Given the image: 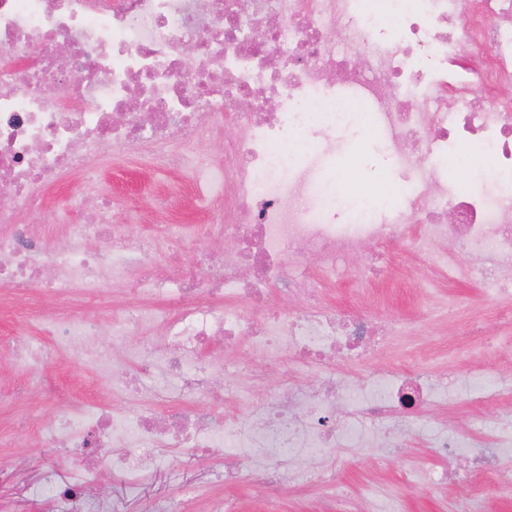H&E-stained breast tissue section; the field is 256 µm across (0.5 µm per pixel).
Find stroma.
Segmentation results:
<instances>
[{"mask_svg": "<svg viewBox=\"0 0 512 512\" xmlns=\"http://www.w3.org/2000/svg\"><path fill=\"white\" fill-rule=\"evenodd\" d=\"M234 136L231 125H220L196 147L193 164L180 170L159 167L147 147L133 155L92 159L99 189L112 198L110 223L122 225L136 246L152 236L157 224H180L189 234L194 225L216 222L220 203L212 190H197L196 183L203 169L223 158L224 147ZM345 141L355 146L370 181L379 186L392 184L387 158L372 139L352 132ZM81 192L76 181L62 180L49 191L48 201L40 210L22 216V223L35 225L46 243H54L66 225L83 222L80 208L65 212L58 206L59 201L77 199ZM373 251L372 244H363L347 262L338 264L335 275L329 278L324 277L317 260H310V274L320 281L324 300L336 308L368 315L391 310L403 316L406 324L391 339L390 356L427 347L434 354L435 366L445 373L449 383L447 401L436 408L407 410L403 447L361 449L348 467L323 488L289 483L277 490L261 483L230 485L214 461L185 457L158 467L140 484L110 483L112 512H138L145 502L186 498L191 501L192 512H207V503L215 496L234 501L239 512H334L338 499L366 498L378 485L388 491L398 512H458L464 502L473 503L482 512H512L511 493L504 490L496 498H486L483 483L473 476L470 457H483L498 460L501 475L512 482V459L497 458L492 448L472 446L473 436L482 424L490 422L493 410L459 383L461 354L456 349L460 322L485 318L486 334L497 335L489 315L495 305L512 306V295L466 279L448 280L431 267L426 251L417 248L411 237L384 248L385 258L395 264L390 279H360L359 273ZM40 377L46 390L81 397L93 395L101 386L97 368L72 353L47 363ZM228 383L234 386L236 395L216 409L219 418L227 413L248 414L255 389L275 387L278 377L271 372L219 373L212 389L223 393ZM24 417L19 405L0 407V428L13 434L10 446L0 447V500L7 501L13 512H34L38 508L35 491L43 467L53 455L51 449L40 446L32 427L24 425ZM443 428L450 438L467 444L466 455L444 459L430 448V437ZM447 467L455 470L454 481L439 482V475Z\"/></svg>", "mask_w": 512, "mask_h": 512, "instance_id": "1", "label": "stroma"}]
</instances>
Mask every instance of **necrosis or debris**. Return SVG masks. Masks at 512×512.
Here are the masks:
<instances>
[{
  "label": "necrosis or debris",
  "instance_id": "4bbe7bcc",
  "mask_svg": "<svg viewBox=\"0 0 512 512\" xmlns=\"http://www.w3.org/2000/svg\"><path fill=\"white\" fill-rule=\"evenodd\" d=\"M461 19L464 50L454 29ZM338 29L347 50L330 37ZM192 38L201 46L189 56ZM424 51L439 58L437 71H426ZM504 85H512V0H0V287L86 296L89 283L150 266L106 222L112 199L95 187L78 201L90 220L68 225L56 247L18 217L62 173L88 176L92 157L149 145L181 168L219 118L238 131L208 171L224 196L229 217L218 232L230 250L201 252L161 281L146 277L162 301H128L111 349L97 344L98 319L71 310L45 320L44 339L0 337L27 394L40 393L46 362L76 347L112 380L95 399L55 394L60 416L35 426L69 472L64 482L51 468L43 477L50 512H106L107 477L138 483L162 449L173 458L223 449L225 482L277 488L323 480L354 449L399 447V433L367 435L366 421H400L406 396L430 406L446 386L413 360L399 376L385 369L359 383L336 374L334 365L382 353L404 320L318 304L308 259L335 269L362 243L403 239L417 221L427 245L449 240L472 256L470 279L512 288V100L496 95ZM355 129L376 138L399 174L385 201L371 202L357 161L336 163L342 136ZM473 145L483 152L471 168L495 173L484 188L459 176L460 151ZM271 288L307 304L264 309ZM146 326L161 341L138 347L127 376L126 338ZM244 342L278 357L283 377L294 363L326 374L308 387L283 380L255 395L248 417L216 420L218 366L203 352ZM509 347L504 338L472 368L481 400L497 408L494 448L512 447L504 408L512 384L487 373ZM142 382L150 402L173 404L171 414L118 407ZM198 397L207 408H186Z\"/></svg>",
  "mask_w": 512,
  "mask_h": 512
}]
</instances>
